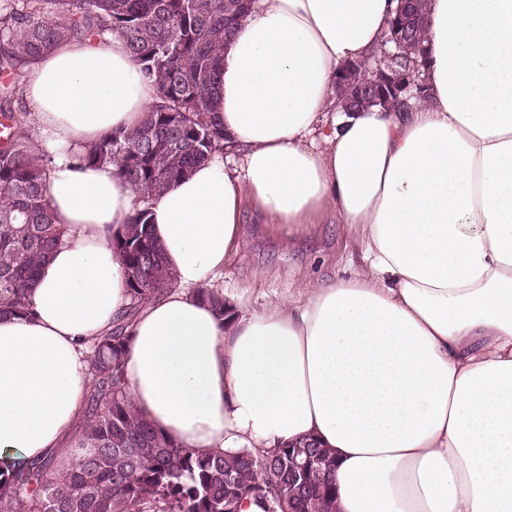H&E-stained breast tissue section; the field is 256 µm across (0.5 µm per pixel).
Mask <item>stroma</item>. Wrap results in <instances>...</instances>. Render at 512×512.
I'll return each mask as SVG.
<instances>
[{"instance_id":"stroma-1","label":"stroma","mask_w":512,"mask_h":512,"mask_svg":"<svg viewBox=\"0 0 512 512\" xmlns=\"http://www.w3.org/2000/svg\"><path fill=\"white\" fill-rule=\"evenodd\" d=\"M244 217V233L224 266V289L229 294L247 289L253 308L295 294L307 281L348 276L358 263L354 240L338 225L290 240L262 224L253 210H245Z\"/></svg>"}]
</instances>
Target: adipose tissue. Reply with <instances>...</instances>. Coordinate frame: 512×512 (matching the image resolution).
<instances>
[{"label": "adipose tissue", "mask_w": 512, "mask_h": 512, "mask_svg": "<svg viewBox=\"0 0 512 512\" xmlns=\"http://www.w3.org/2000/svg\"><path fill=\"white\" fill-rule=\"evenodd\" d=\"M398 0H253L225 41L214 105L226 151L147 204L175 285L133 317L127 389L168 439L202 452L313 437L336 460V512H512V0H429V97L336 107V76L385 39ZM22 101L55 151L65 241L32 316L0 314V458L58 450L91 377L83 351L129 304L108 238L136 194L75 153L139 126L156 86L121 37L30 60ZM288 237L330 222L348 277L220 319L245 204Z\"/></svg>", "instance_id": "adipose-tissue-1"}]
</instances>
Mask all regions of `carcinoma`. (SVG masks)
<instances>
[{
	"mask_svg": "<svg viewBox=\"0 0 512 512\" xmlns=\"http://www.w3.org/2000/svg\"><path fill=\"white\" fill-rule=\"evenodd\" d=\"M247 0H0V72L20 79L30 59L74 38L117 34L157 101L141 125L110 131L83 147L79 165H113L143 202L223 147L224 127L213 105L214 74L224 40L247 13ZM427 0H412L387 34L404 32L390 66L410 69L421 52ZM374 59L353 64L349 107L374 97L368 85ZM427 89L390 93L387 103L409 106ZM27 113L14 108L13 89L0 93V312L29 317L28 294L46 257L62 243L47 197L53 155L30 136ZM121 257L129 311L175 284L152 231L147 209L111 234ZM196 295L219 316L224 299L208 288ZM121 322L85 352L92 389L66 456L0 465V512H224V498L245 496L261 512L273 497L292 498L305 512H333L335 461L326 460L314 493L288 484V449L203 453L182 448L154 428L127 393Z\"/></svg>",
	"mask_w": 512,
	"mask_h": 512,
	"instance_id": "obj_1",
	"label": "carcinoma"
}]
</instances>
